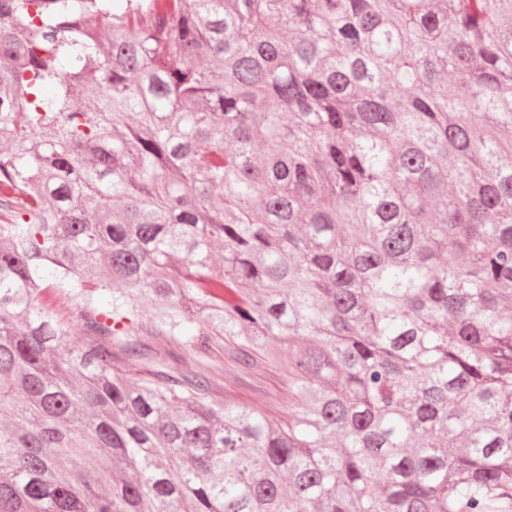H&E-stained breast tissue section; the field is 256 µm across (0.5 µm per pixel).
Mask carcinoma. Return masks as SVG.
I'll list each match as a JSON object with an SVG mask.
<instances>
[{"label": "carcinoma", "mask_w": 512, "mask_h": 512, "mask_svg": "<svg viewBox=\"0 0 512 512\" xmlns=\"http://www.w3.org/2000/svg\"><path fill=\"white\" fill-rule=\"evenodd\" d=\"M0 512H512V0H0ZM224 399L264 410L278 420L288 417V387L274 365H268L258 378L245 374L238 375L235 380L226 378Z\"/></svg>", "instance_id": "cac0c4a2"}]
</instances>
